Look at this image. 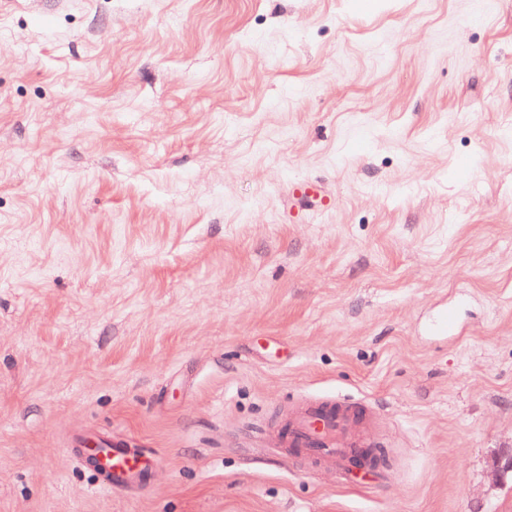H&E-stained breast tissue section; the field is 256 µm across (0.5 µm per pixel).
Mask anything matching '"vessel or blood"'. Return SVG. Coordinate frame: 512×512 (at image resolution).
Returning a JSON list of instances; mask_svg holds the SVG:
<instances>
[{
  "instance_id": "b4317fda",
  "label": "vessel or blood",
  "mask_w": 512,
  "mask_h": 512,
  "mask_svg": "<svg viewBox=\"0 0 512 512\" xmlns=\"http://www.w3.org/2000/svg\"><path fill=\"white\" fill-rule=\"evenodd\" d=\"M379 420V413L364 400L319 397L291 407L272 429L270 441L308 467L345 472L373 447L371 431ZM107 459L113 488L123 490L141 482L144 460L135 449L114 443Z\"/></svg>"
}]
</instances>
